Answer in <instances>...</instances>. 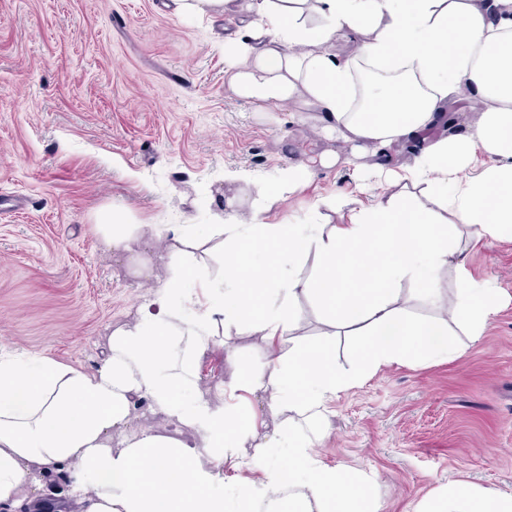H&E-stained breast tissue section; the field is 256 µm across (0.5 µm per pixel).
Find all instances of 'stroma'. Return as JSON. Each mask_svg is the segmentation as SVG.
<instances>
[{"mask_svg":"<svg viewBox=\"0 0 512 512\" xmlns=\"http://www.w3.org/2000/svg\"><path fill=\"white\" fill-rule=\"evenodd\" d=\"M236 16L176 14L172 0H0V347L94 369L111 330L132 321L168 258L105 247L102 215L129 224H209L227 201L246 206L249 176L307 163V185L266 216L305 222L320 199L352 202L370 158L321 137V114L261 112L224 81V31ZM229 171L244 180L225 183ZM471 281L497 289L501 307L482 336L453 323L460 282L442 275L441 300H410L419 320L447 324L457 356L423 358L362 376L313 424L330 466L372 478L379 512L455 482L512 491V243L490 238L461 256ZM296 343L327 344L360 372L358 337L328 336L302 302ZM269 348L248 324L225 326L202 361L209 396L241 408L258 439L282 422L264 390L232 389Z\"/></svg>","mask_w":512,"mask_h":512,"instance_id":"stroma-1","label":"stroma"}]
</instances>
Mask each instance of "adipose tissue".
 <instances>
[{"mask_svg":"<svg viewBox=\"0 0 512 512\" xmlns=\"http://www.w3.org/2000/svg\"><path fill=\"white\" fill-rule=\"evenodd\" d=\"M341 37L356 55L333 52ZM224 77L263 112L313 105L322 134L374 154L429 132L451 102L467 101L477 119L468 135L431 139L391 180L370 167V203L321 199L341 224L265 222L274 202L311 179L302 162L254 177L246 220L231 211L204 226L120 224L106 212L97 229L113 250L171 241V276L111 331L94 370L0 351V501L70 465L86 512H226L224 463L249 442L259 476L239 490L236 512H373L368 486L311 455L296 426L252 442L243 411L205 396L199 363L220 328L247 319L271 356L238 387L273 389V414L321 416L354 378L327 346L290 341L303 299L327 327L360 336L368 371L413 354L454 356L447 330L405 314L400 284L415 281L416 297L436 299L463 242H512V0H251L224 35ZM208 243L219 268L196 289L188 268ZM310 255L317 267L308 275ZM498 310L495 289L468 280L452 300L472 336ZM138 397L193 440L129 429ZM287 485L301 495L284 498ZM411 512H512V492L451 484Z\"/></svg>","mask_w":512,"mask_h":512,"instance_id":"obj_1","label":"adipose tissue"}]
</instances>
